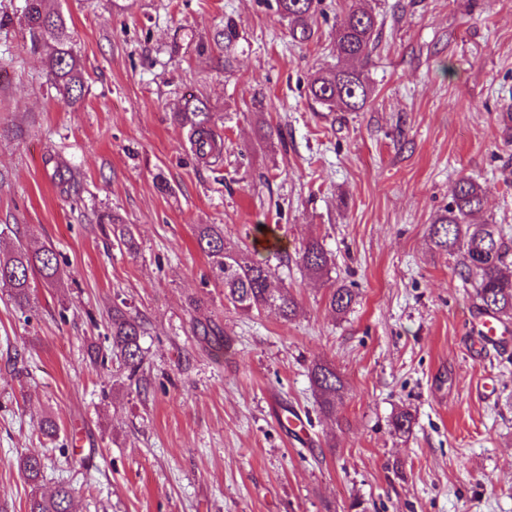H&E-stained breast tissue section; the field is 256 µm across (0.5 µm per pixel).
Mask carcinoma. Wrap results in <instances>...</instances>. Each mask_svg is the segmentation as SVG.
<instances>
[{
	"label": "carcinoma",
	"mask_w": 512,
	"mask_h": 512,
	"mask_svg": "<svg viewBox=\"0 0 512 512\" xmlns=\"http://www.w3.org/2000/svg\"><path fill=\"white\" fill-rule=\"evenodd\" d=\"M320 2L277 0L280 14L300 25L298 29L292 28L293 38L306 40L310 37L309 21L314 18ZM18 20L29 34L32 48L42 42H54L55 53L49 63L48 80L59 101L74 103L83 86V71L63 15L49 11L47 0H24ZM378 38L377 20L368 0H354L333 39L336 55L345 61V65L314 74L309 82L312 98L322 105L338 106L346 112L363 109L373 88L358 64L369 60ZM176 118L188 127V141L194 154L207 164L219 162L224 153V140L215 132L212 115L203 101L186 100ZM450 197L448 207L429 226L430 243L442 253L461 256L458 275L472 283L478 315L492 316L500 322L511 320L512 275L505 272L504 267L512 256V246L506 241L500 225L471 222V218L483 209V187L472 179L461 178L451 186ZM196 242L211 260L216 278L224 285V301L234 309L243 313L274 309L285 319L294 316L297 302L287 290L273 286L272 269L251 258L247 252L228 245L221 226L199 225ZM298 262L319 277L327 275L334 265L332 255L316 240L302 247ZM60 275L59 259L50 249L31 251L21 243L12 253L0 258V284L12 289L14 302L20 307L30 302V279L38 276L53 287ZM353 300L350 289L331 287L328 304L336 314L346 313ZM141 336L142 324L138 317L117 304L113 305L112 358L127 371L130 381L143 366ZM309 374L321 411L332 412L343 388L336 368L328 363H315ZM18 469L26 481L35 486L43 480V463L38 456L19 458ZM27 512H71L70 486L61 482L48 495H32Z\"/></svg>",
	"instance_id": "carcinoma-1"
}]
</instances>
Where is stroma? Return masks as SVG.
<instances>
[{"mask_svg": "<svg viewBox=\"0 0 512 512\" xmlns=\"http://www.w3.org/2000/svg\"><path fill=\"white\" fill-rule=\"evenodd\" d=\"M347 3L322 0L300 42L276 0H50L84 74L66 107L51 47L15 23L23 0H0V255L21 241L64 270L25 309L0 285V512H26V454L73 512H512V331L482 340L472 286L427 235L461 178L484 188L478 221L512 232V0H370L358 112L308 94ZM190 96L219 165L173 118ZM201 224L267 262L296 315L225 304ZM311 239L329 277L281 260ZM334 283L354 294L341 316ZM121 301L144 322L140 384L89 358ZM316 362L343 382L330 415ZM176 118L188 127V141L194 154L206 164L218 163L224 153V140L215 132L212 115L203 101L187 99Z\"/></svg>", "mask_w": 512, "mask_h": 512, "instance_id": "35a3bbf8", "label": "stroma"}]
</instances>
